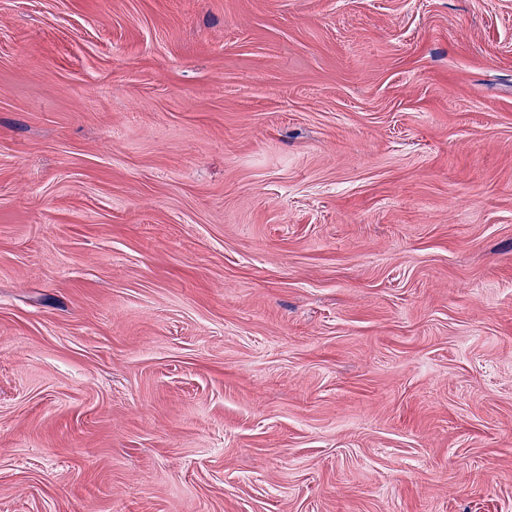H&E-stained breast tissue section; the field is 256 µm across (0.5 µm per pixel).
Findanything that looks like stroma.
Listing matches in <instances>:
<instances>
[{"mask_svg": "<svg viewBox=\"0 0 512 512\" xmlns=\"http://www.w3.org/2000/svg\"><path fill=\"white\" fill-rule=\"evenodd\" d=\"M0 512H512V0H0Z\"/></svg>", "mask_w": 512, "mask_h": 512, "instance_id": "obj_1", "label": "stroma"}]
</instances>
